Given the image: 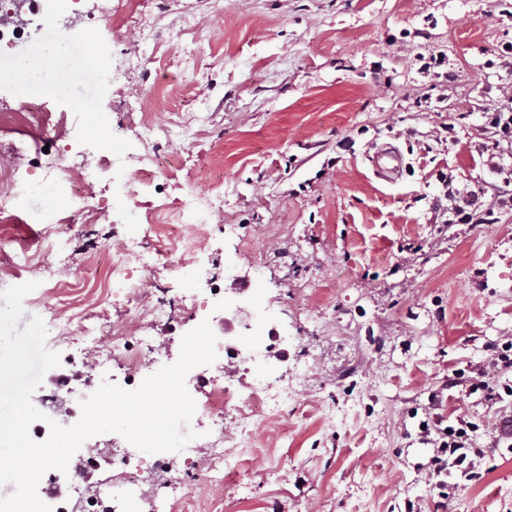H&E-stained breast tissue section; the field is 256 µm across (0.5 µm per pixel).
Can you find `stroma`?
<instances>
[{
  "label": "stroma",
  "mask_w": 512,
  "mask_h": 512,
  "mask_svg": "<svg viewBox=\"0 0 512 512\" xmlns=\"http://www.w3.org/2000/svg\"><path fill=\"white\" fill-rule=\"evenodd\" d=\"M127 27L66 22L0 52V109L25 101L10 75L48 46L75 60L61 86L42 93L76 126L84 108L108 112L111 146L98 138L70 150L76 168L92 152L137 150L129 113L171 129L166 163L152 179L162 203L200 182L223 198L205 255L225 285L244 284L242 312L208 310L215 336L249 353L262 326L288 333L285 354L225 368L230 390L288 386L287 410L268 419L224 411L223 474L176 512H435L433 454L420 425L464 417L480 448L475 476L449 488L448 512H512V452L496 422L512 397L471 393L479 367L512 342V152L491 148L486 109L512 105V76L496 65L512 44V0H135ZM112 49L121 79L100 76L88 53ZM445 55L449 77L421 72ZM397 147L390 183L369 157ZM452 183H444V176ZM15 228L38 240L33 261L14 259L15 281H43L27 315L98 312L101 333L48 349L85 361L78 381L123 384L90 366L127 323L132 304L159 292L190 295L172 272L193 259L182 233L149 238L156 266L128 299L102 287L96 244L117 246L140 227L78 221L58 250L50 228L60 209L41 169ZM484 193L483 224L452 223L455 195ZM458 385L443 390L448 376ZM442 395L434 411L430 403Z\"/></svg>",
  "instance_id": "35a3bbf8"
}]
</instances>
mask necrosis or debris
I'll return each mask as SVG.
<instances>
[{
    "label": "necrosis or debris",
    "instance_id": "4bbe7bcc",
    "mask_svg": "<svg viewBox=\"0 0 512 512\" xmlns=\"http://www.w3.org/2000/svg\"><path fill=\"white\" fill-rule=\"evenodd\" d=\"M50 0H0V50L11 44L26 40L33 34V24L45 25L49 22ZM55 122L45 104L32 101L21 102L12 111L0 113V127L26 128L38 131L40 136H47ZM35 145L28 140L13 142L11 153L13 163L0 167V220H12L16 212L21 211L28 192L20 162L35 166ZM141 155L127 153L117 158L100 156L89 166L73 172L65 166H58L55 179L62 187L63 194L59 201L69 217L86 216L96 219L104 216L105 208L93 193L94 184L103 176L121 173L119 190L127 199H135L139 192L151 190L148 181L135 182L128 178V171L139 164ZM171 207L176 211L180 225L188 235L202 230L210 224L213 216L220 211L222 200L212 195L187 193L172 201ZM121 259L109 265L104 273L103 285L132 297L138 292V285L131 276V263H138L142 268H149L154 262L153 256L145 254L137 237L130 236L118 245ZM169 311L166 304L160 303L150 309L149 319H142L139 313H132L129 329L136 334L139 350L132 353L122 350L120 336H113L112 350L100 354L94 362L99 372L111 371L113 363H121L126 369V385L136 387L143 380L164 366L166 351L157 336L152 333L154 324L166 321ZM90 388L76 389L69 384L60 383L41 390L36 399L48 410L52 420L68 426L77 422L81 415L80 401L90 395ZM289 391L282 388L271 390L265 386H251L244 397H236L234 392L221 383H213L205 401L197 411L199 419L195 430L196 439L184 449L186 462L199 465L201 449H210L213 453H222L227 436L224 432V410L229 402H236L240 413L251 417L268 411L276 412L288 401ZM92 457H108L112 460V471L106 476L98 494L87 495L77 477H70L60 492L48 497L47 503L52 512H70V503L80 504L83 512H128L130 504H138L141 512H166L165 503L156 501L152 487L156 478L170 470L179 455L173 452L154 454L151 462L141 460L138 452L112 446L95 447Z\"/></svg>",
    "mask_w": 512,
    "mask_h": 512
}]
</instances>
